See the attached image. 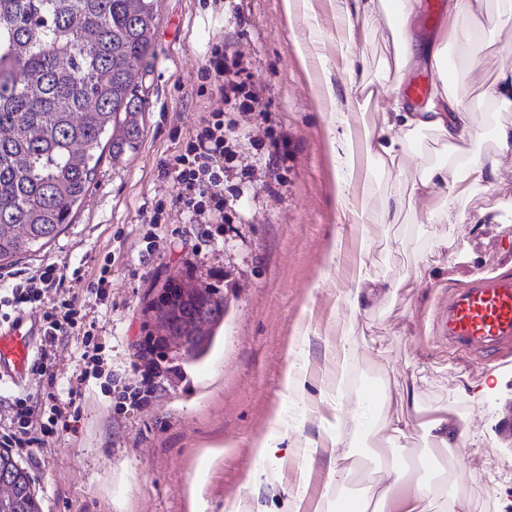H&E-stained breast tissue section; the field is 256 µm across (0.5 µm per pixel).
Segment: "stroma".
<instances>
[{"label": "stroma", "mask_w": 512, "mask_h": 512, "mask_svg": "<svg viewBox=\"0 0 512 512\" xmlns=\"http://www.w3.org/2000/svg\"><path fill=\"white\" fill-rule=\"evenodd\" d=\"M227 0H163L154 38L156 59L143 83L145 112L136 151L122 162L104 155L91 192L50 244L0 267L24 275L53 261L71 289L84 295L104 257L112 290L89 304L102 346V373L75 385L80 431L18 461L32 477L40 512H346L373 478L377 448L361 439L351 481L327 488L324 436L381 379L415 386L427 404L456 401L473 444L451 469L475 512H512V439L501 432L512 404V348L492 363L448 350L435 333L438 302L449 290L512 275V153L496 181L467 204L490 210L483 224H386V177L347 161L343 69L336 0H248L237 23ZM486 30L477 64L452 59L459 95L480 109L477 93L512 66V47H494ZM244 50L255 84L274 114L281 184L242 197L231 224H192L170 210L160 228L167 249L145 250L146 219L177 189L160 172L209 115L211 87L198 71L213 44ZM367 184L376 245L367 257L383 277L418 275L411 294L353 314L337 296L361 241L354 215L338 196L341 182ZM455 255L430 252L440 234ZM193 278L224 301V315L198 353L162 344L150 305L169 280ZM352 322L360 348L351 364L346 402L334 396L336 331ZM306 374L301 392H287L289 364ZM498 377L484 397L463 395L461 380ZM141 389L140 406L121 403L124 387ZM276 444L260 459V440ZM251 491H244L248 477Z\"/></svg>", "instance_id": "35a3bbf8"}]
</instances>
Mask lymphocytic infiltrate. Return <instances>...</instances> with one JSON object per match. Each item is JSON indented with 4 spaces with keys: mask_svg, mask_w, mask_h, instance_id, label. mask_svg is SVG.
Returning a JSON list of instances; mask_svg holds the SVG:
<instances>
[{
    "mask_svg": "<svg viewBox=\"0 0 512 512\" xmlns=\"http://www.w3.org/2000/svg\"><path fill=\"white\" fill-rule=\"evenodd\" d=\"M212 81L211 117L184 149L163 162L165 176L177 187L173 200L193 224H221L228 196L241 195L243 183L257 172H269L279 145L268 136V104L238 60L228 59L222 46H213L200 70ZM233 113L225 121V113ZM248 139L255 163L242 164L240 139ZM239 174L242 183L225 188V177ZM60 266L46 263L34 274L0 275V317L22 311L38 315L44 336L37 348L31 372L38 378L35 392L19 390L0 405V447L36 448L79 432L81 416L74 395L64 393L58 357L70 343H78L75 371L80 378L98 371L100 346L93 323L87 322L86 306L65 286Z\"/></svg>",
    "mask_w": 512,
    "mask_h": 512,
    "instance_id": "f902f5d3",
    "label": "lymphocytic infiltrate"
}]
</instances>
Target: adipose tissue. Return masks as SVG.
<instances>
[{
	"mask_svg": "<svg viewBox=\"0 0 512 512\" xmlns=\"http://www.w3.org/2000/svg\"><path fill=\"white\" fill-rule=\"evenodd\" d=\"M349 47L344 55L351 85L347 106L357 107L360 121L349 133V158L376 165L388 174L383 195L382 218L400 224L413 218L418 224H477L487 211H466L470 198L486 189L496 177L501 156L512 152V67L501 69L484 84L479 99L495 117V150L474 152L472 143L482 137L474 111L456 91V79L448 73V51L469 56L484 27L512 37V0H448L441 27L426 42L416 39L419 0H336ZM390 32V45L378 62L390 83L377 87L370 78L360 45L376 28ZM438 81L425 105L405 107L397 96L414 62L415 49ZM432 135L440 145L442 160L412 153L418 132ZM411 277L388 280L375 274L366 261H359L348 288L339 299L352 311L370 308L385 297L409 293ZM373 415L353 428L334 426L328 434L330 484L340 486L354 473L351 449L358 436L374 438L383 449L428 447L437 457L453 460L470 440L466 416L456 403H422L407 388L391 390L380 382L371 391ZM357 512H472L471 501L460 495L445 468L434 478L409 482L402 467L387 469L369 485Z\"/></svg>",
	"mask_w": 512,
	"mask_h": 512,
	"instance_id": "1",
	"label": "adipose tissue"
}]
</instances>
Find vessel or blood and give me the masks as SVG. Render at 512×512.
Instances as JSON below:
<instances>
[{
  "label": "vessel or blood",
  "mask_w": 512,
  "mask_h": 512,
  "mask_svg": "<svg viewBox=\"0 0 512 512\" xmlns=\"http://www.w3.org/2000/svg\"><path fill=\"white\" fill-rule=\"evenodd\" d=\"M441 336L459 352L486 356L512 346V275L474 283L449 297L438 321ZM38 322L20 313L0 322V381L28 386Z\"/></svg>",
  "instance_id": "obj_1"
}]
</instances>
